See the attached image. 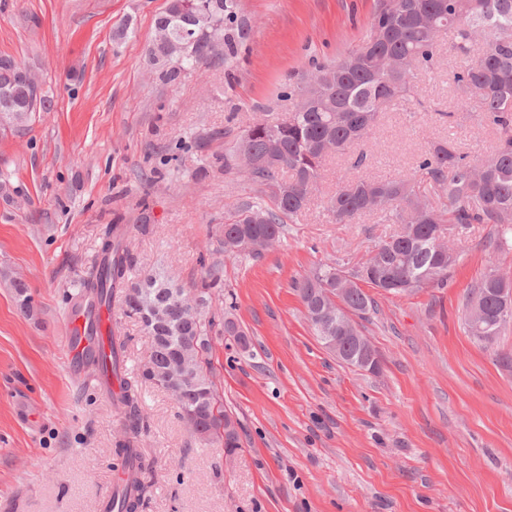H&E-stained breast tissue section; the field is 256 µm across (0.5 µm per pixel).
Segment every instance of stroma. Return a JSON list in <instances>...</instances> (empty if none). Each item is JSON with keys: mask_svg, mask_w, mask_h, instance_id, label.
<instances>
[{"mask_svg": "<svg viewBox=\"0 0 512 512\" xmlns=\"http://www.w3.org/2000/svg\"><path fill=\"white\" fill-rule=\"evenodd\" d=\"M166 6L0 0V55L40 72L54 97L26 129H0V172L21 190L0 193V512H100L122 472V415L98 386L74 383L64 348L70 298L108 224L129 227L131 277L160 265L190 290L219 266L212 308L231 310L250 340L245 350L213 338L211 378L239 424L229 459L140 379L148 338L113 301L110 328L140 393L138 512H512V371L493 357L512 353V327L486 350L464 325L466 291L489 262L512 268V253L488 247L492 226L454 241L446 287L378 296L362 323L380 360L372 374L323 348L293 288L322 261L353 269L398 230L374 215L332 223L323 205L337 185L412 177L430 142L447 137L474 162L496 145L477 103L456 109L463 61L451 38L440 37L413 103L382 114L366 164L352 151L329 157L280 244L229 259L217 230L255 190L244 171H225L217 132L285 115L302 74L363 42L376 0H236L215 56L174 83L147 55ZM207 136L211 162L195 147Z\"/></svg>", "mask_w": 512, "mask_h": 512, "instance_id": "1", "label": "stroma"}]
</instances>
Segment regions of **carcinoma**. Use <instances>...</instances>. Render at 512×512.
Returning a JSON list of instances; mask_svg holds the SVG:
<instances>
[{
  "label": "carcinoma",
  "instance_id": "1",
  "mask_svg": "<svg viewBox=\"0 0 512 512\" xmlns=\"http://www.w3.org/2000/svg\"><path fill=\"white\" fill-rule=\"evenodd\" d=\"M234 0H168L156 19V28L166 30L162 41H154L150 61L160 80L172 83L209 58L212 42L224 26V14L232 13ZM436 20L451 34L456 52L468 64L453 76L460 104L480 105L482 120L497 127L496 147L478 165L479 175L468 156L454 140L429 144L419 162V180L401 177L354 179L340 185L325 205L327 216L336 224H353L366 213L381 215L399 231L374 249L376 260H368L348 272L347 292L336 305V320L353 312L361 319L376 309L372 288L388 294H412L425 288H442L458 258L448 259L436 252L439 227H453L459 236L473 224L494 227L496 252H512V0H377L369 32L355 50L303 76L291 95L304 92L305 99L293 102L288 116L269 121L254 117L240 134L224 132V171L238 168V154L246 151L258 164L247 176L257 196L225 218L220 246L226 256L247 254L259 257L266 247H243L237 240L246 236L280 241L286 221L303 213L310 196L323 177L324 162L331 154L344 155L364 142L378 125L381 114L393 103H409L415 83L438 62V35L423 25ZM21 65L9 55L0 56V82L10 84V99L0 94V113L15 109L11 125L26 127L38 112L52 111L53 96L41 80L20 78ZM428 182L437 200L420 191ZM126 227H105L97 259L79 281L78 295L99 305L112 306L115 293L124 291L126 312L140 318L159 307L165 318L152 323L146 332L152 343V361L157 373L166 371L182 352L198 358L195 378L184 391L185 407L192 410L195 425L209 436L239 447V435H224L228 412L208 376L211 370V340L216 316L209 313L212 295L221 289L220 268L207 271L199 289L204 313L193 316L177 300L180 286L164 271H154L126 284L134 257L126 245ZM341 268L318 264L295 281V290L307 315L316 313L319 289L336 284ZM497 263L490 264L480 280L466 293L482 299L485 319L481 326L465 322L466 330L486 348L484 336H499L498 317L512 312V294L502 289L512 285L498 278ZM111 355L92 359L94 371L112 362V374L121 378L116 399L129 433L117 453L127 466L132 492H122L112 512H138L144 492L145 465L134 451L141 428L139 392L135 382L121 376L120 352L124 342L109 338Z\"/></svg>",
  "mask_w": 512,
  "mask_h": 512
}]
</instances>
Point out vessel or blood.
Here are the masks:
<instances>
[{"instance_id":"b4317fda","label":"vessel or blood","mask_w":512,"mask_h":512,"mask_svg":"<svg viewBox=\"0 0 512 512\" xmlns=\"http://www.w3.org/2000/svg\"><path fill=\"white\" fill-rule=\"evenodd\" d=\"M109 320L107 310H91L82 304L73 305L67 313L64 341L73 373H80L87 359L98 353Z\"/></svg>"}]
</instances>
